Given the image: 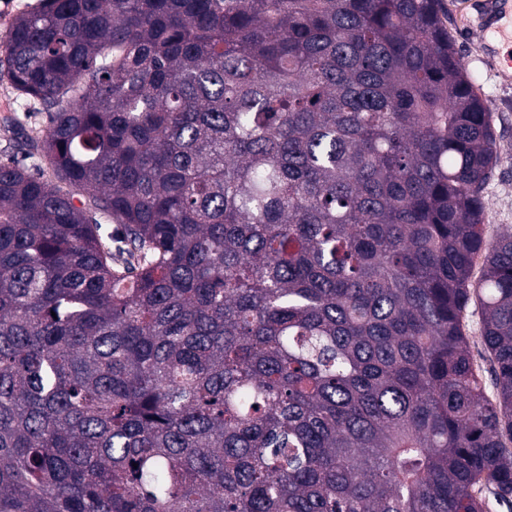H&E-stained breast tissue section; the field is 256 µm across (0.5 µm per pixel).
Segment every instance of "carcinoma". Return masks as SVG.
I'll list each match as a JSON object with an SVG mask.
<instances>
[{
    "label": "carcinoma",
    "mask_w": 512,
    "mask_h": 512,
    "mask_svg": "<svg viewBox=\"0 0 512 512\" xmlns=\"http://www.w3.org/2000/svg\"><path fill=\"white\" fill-rule=\"evenodd\" d=\"M7 49L55 180L0 162V512L512 498V232L441 0H40ZM464 331L469 336V348L474 366L477 368L484 386L485 396L492 403L497 401V391L492 374V360L480 338V310L477 303H471L462 318Z\"/></svg>",
    "instance_id": "cac0c4a2"
}]
</instances>
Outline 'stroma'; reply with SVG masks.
Segmentation results:
<instances>
[{"label":"stroma","instance_id":"obj_1","mask_svg":"<svg viewBox=\"0 0 512 512\" xmlns=\"http://www.w3.org/2000/svg\"><path fill=\"white\" fill-rule=\"evenodd\" d=\"M38 4L39 0H0V104L10 106L9 111H0V161L17 154L22 139L41 136L47 127V113L43 106L20 95L9 80L6 74L7 54L3 48L13 21ZM443 4L445 23L455 39L466 70L496 120L500 159L484 189V230L486 237L492 239L500 233L512 231V66L485 57L474 0H443ZM462 323L485 395L488 400H496L492 360L479 338L480 310L477 304L469 305Z\"/></svg>","mask_w":512,"mask_h":512}]
</instances>
